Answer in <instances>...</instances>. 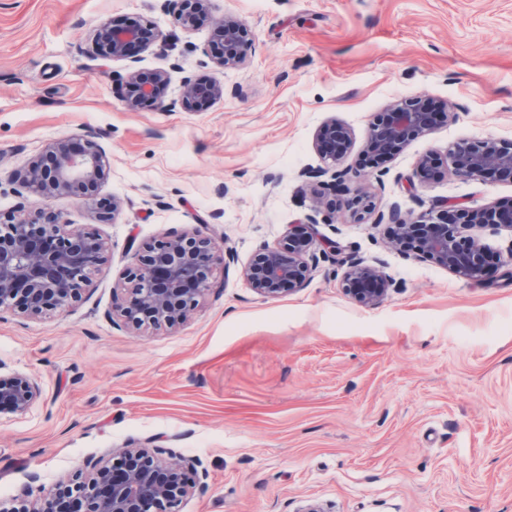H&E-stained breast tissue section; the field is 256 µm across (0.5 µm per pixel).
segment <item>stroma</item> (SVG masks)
<instances>
[{
    "mask_svg": "<svg viewBox=\"0 0 512 512\" xmlns=\"http://www.w3.org/2000/svg\"><path fill=\"white\" fill-rule=\"evenodd\" d=\"M227 15L252 40L219 74L209 53ZM104 19L151 22L168 45L134 63L92 55ZM133 69L167 70L172 100L188 77L219 76L226 92L201 110L131 112L119 80ZM412 96L452 118L364 168L373 116ZM330 119L354 137L343 166L372 206L360 222L306 175ZM89 135L109 160L97 197L118 202L113 220L52 206L103 240L107 263L67 311L0 310V372L40 388L26 413L0 415V500L149 442L199 463L205 489L182 512H512V231L468 229L500 256L472 281L400 253L377 222L394 204L407 219L441 201L512 203L511 180H467L446 160L457 142L512 140V0H213L191 32L165 0H0V214L43 207L21 185L28 166ZM429 152L438 174L410 187ZM312 217L339 256L304 288L259 295L244 267ZM197 230L234 260L187 320L113 318L130 254ZM347 257L394 281L380 304L344 292Z\"/></svg>",
    "mask_w": 512,
    "mask_h": 512,
    "instance_id": "obj_1",
    "label": "stroma"
}]
</instances>
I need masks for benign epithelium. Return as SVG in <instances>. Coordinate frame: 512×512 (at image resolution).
<instances>
[{
  "label": "benign epithelium",
  "mask_w": 512,
  "mask_h": 512,
  "mask_svg": "<svg viewBox=\"0 0 512 512\" xmlns=\"http://www.w3.org/2000/svg\"><path fill=\"white\" fill-rule=\"evenodd\" d=\"M176 23L189 32L211 21L212 0H166ZM219 53L214 67L223 70L245 62L244 46L251 31L232 15L214 28ZM163 41L162 33L139 20L114 25L100 22L94 31L92 52L112 60L133 59ZM169 74L156 70L148 75L131 71L123 84V102L131 112L145 102L173 109L177 102L166 101ZM224 98V83L189 78L182 106L199 109ZM434 126L432 113L420 97L406 98L377 114L368 129L363 147L364 166L376 169L400 153L407 144L429 134ZM315 145L324 166L311 177L327 174L336 186L345 187L348 172L338 169L353 148L352 132L330 119L317 130ZM454 172L463 178L481 180L488 175L512 179V142L494 139L478 143L459 142L448 150ZM439 165L428 153L418 161L415 176L426 182ZM108 159L93 140L59 141L50 145L45 157L28 169L23 185L49 202L69 197L82 203L95 200L103 181ZM338 209L350 212L355 220L369 210L359 193L342 200ZM310 230L292 228L282 241L258 255L244 275L252 288L266 298H278L306 283L317 253H338L336 242L317 241V222L309 218ZM490 226L512 230V205L477 209L446 208L416 220L393 222L389 239L405 254H422L451 273L468 280H481L493 270L492 256L476 239L465 240L461 229ZM233 258L231 249L220 250L208 236L196 233L149 246L132 254L127 277L131 288L112 301V313L132 327H173L184 321L209 288L214 265ZM107 262L105 247L95 234L68 229L61 215L47 205L34 214L13 216L0 223V307L21 310L37 317L49 310L62 312L81 298L90 276L102 271ZM393 281L380 269L359 261L347 262L344 289L367 307L377 305L392 288ZM40 396V388L21 373L0 374V413L23 414ZM166 449L156 446H124L112 452V461H89L85 479L61 481L54 491L32 497L27 487L9 502L0 501V512H181L184 501L205 488L198 462L179 456L165 459Z\"/></svg>",
  "instance_id": "benign-epithelium-1"
}]
</instances>
